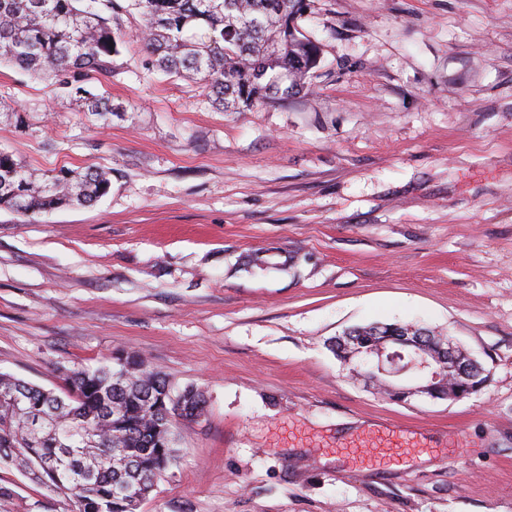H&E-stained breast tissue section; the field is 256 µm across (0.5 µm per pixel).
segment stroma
Returning a JSON list of instances; mask_svg holds the SVG:
<instances>
[{
	"mask_svg": "<svg viewBox=\"0 0 512 512\" xmlns=\"http://www.w3.org/2000/svg\"><path fill=\"white\" fill-rule=\"evenodd\" d=\"M300 25L321 69L245 112L157 73L128 0L110 124L0 67V149L112 171L93 205L0 210V371L57 390L130 353L204 394L139 512H512V0H311ZM370 323L444 331L489 379L364 388L328 342ZM0 483V512L71 510Z\"/></svg>",
	"mask_w": 512,
	"mask_h": 512,
	"instance_id": "obj_1",
	"label": "stroma"
}]
</instances>
